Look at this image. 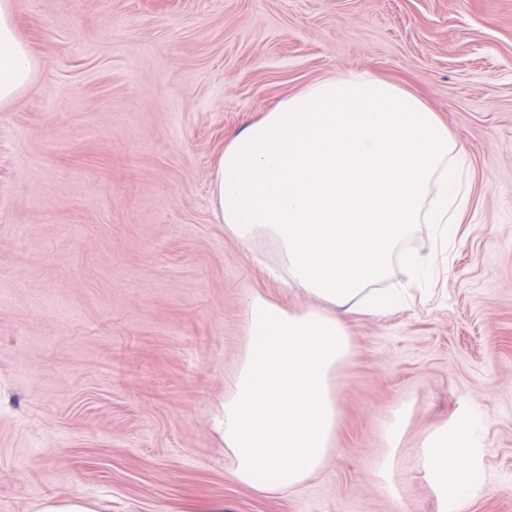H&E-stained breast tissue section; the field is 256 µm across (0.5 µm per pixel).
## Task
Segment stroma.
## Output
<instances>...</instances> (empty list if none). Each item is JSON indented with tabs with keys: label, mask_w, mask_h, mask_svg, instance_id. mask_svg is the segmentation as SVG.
<instances>
[{
	"label": "stroma",
	"mask_w": 512,
	"mask_h": 512,
	"mask_svg": "<svg viewBox=\"0 0 512 512\" xmlns=\"http://www.w3.org/2000/svg\"><path fill=\"white\" fill-rule=\"evenodd\" d=\"M14 20L40 66L0 107V512H512V0H15ZM346 71L438 113L470 204L427 290L351 320L326 468L262 496L212 415L243 289L299 300L211 184L231 136ZM475 417L471 493L440 499L424 440ZM95 502L84 498L48 499L40 512H98Z\"/></svg>",
	"instance_id": "35a3bbf8"
}]
</instances>
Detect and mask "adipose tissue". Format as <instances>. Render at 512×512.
<instances>
[{
    "mask_svg": "<svg viewBox=\"0 0 512 512\" xmlns=\"http://www.w3.org/2000/svg\"><path fill=\"white\" fill-rule=\"evenodd\" d=\"M37 68L13 0H0V107ZM464 154L416 94L354 71L308 84L226 144L212 182L216 221L245 248L268 245L269 277L307 299L291 308L253 288L243 294L239 363L214 418L235 481L290 493L334 455L333 378L352 354L349 321L404 304L405 289L382 286L396 259L412 281L427 277L428 256L403 253L418 225L455 238L468 203ZM424 446L431 482L465 494L454 431L437 428Z\"/></svg>",
    "mask_w": 512,
    "mask_h": 512,
    "instance_id": "obj_1",
    "label": "adipose tissue"
}]
</instances>
